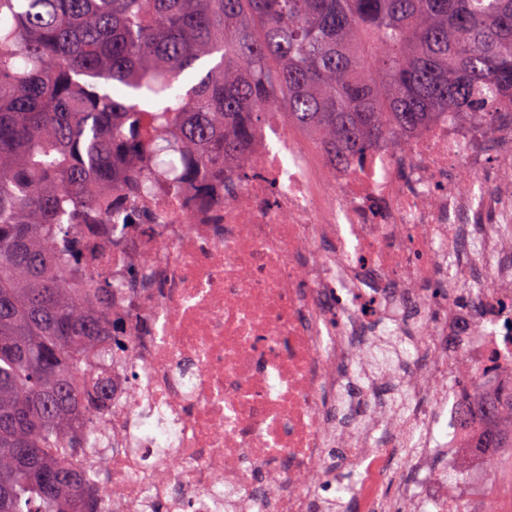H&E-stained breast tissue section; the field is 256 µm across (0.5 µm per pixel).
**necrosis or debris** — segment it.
Returning <instances> with one entry per match:
<instances>
[{"instance_id": "obj_1", "label": "necrosis or debris", "mask_w": 512, "mask_h": 512, "mask_svg": "<svg viewBox=\"0 0 512 512\" xmlns=\"http://www.w3.org/2000/svg\"><path fill=\"white\" fill-rule=\"evenodd\" d=\"M239 169L68 236L112 237L82 274L124 339L76 461L107 512H474L512 379V124L462 112L352 164L268 112ZM500 400L508 404L507 410L510 411L512 416V385L508 390L498 399L489 402L482 418L480 426L483 433L484 447L483 448H511V429H510V446L502 440L501 431L499 428V421L505 410L499 407Z\"/></svg>"}]
</instances>
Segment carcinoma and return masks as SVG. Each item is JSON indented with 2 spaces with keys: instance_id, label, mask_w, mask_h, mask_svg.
Wrapping results in <instances>:
<instances>
[{
  "instance_id": "cac0c4a2",
  "label": "carcinoma",
  "mask_w": 512,
  "mask_h": 512,
  "mask_svg": "<svg viewBox=\"0 0 512 512\" xmlns=\"http://www.w3.org/2000/svg\"><path fill=\"white\" fill-rule=\"evenodd\" d=\"M269 110L335 162L446 114L512 122V0H0V512L106 509L73 460L112 399V283L78 287L68 232L126 223L115 195L152 176L237 172Z\"/></svg>"
}]
</instances>
